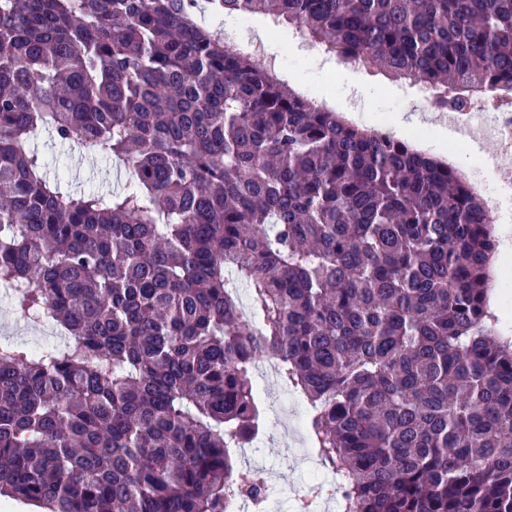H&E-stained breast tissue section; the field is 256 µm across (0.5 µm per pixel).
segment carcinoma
<instances>
[{
  "mask_svg": "<svg viewBox=\"0 0 512 512\" xmlns=\"http://www.w3.org/2000/svg\"><path fill=\"white\" fill-rule=\"evenodd\" d=\"M460 104L512 95V0H207ZM198 0H0V496L235 512L255 365L311 408L338 512H512V336L485 199L224 44ZM46 132L132 167L66 193ZM10 336L19 343L28 347L40 341L41 335L32 327L21 320L11 308L10 299L0 295V337Z\"/></svg>",
  "mask_w": 512,
  "mask_h": 512,
  "instance_id": "carcinoma-1",
  "label": "carcinoma"
}]
</instances>
